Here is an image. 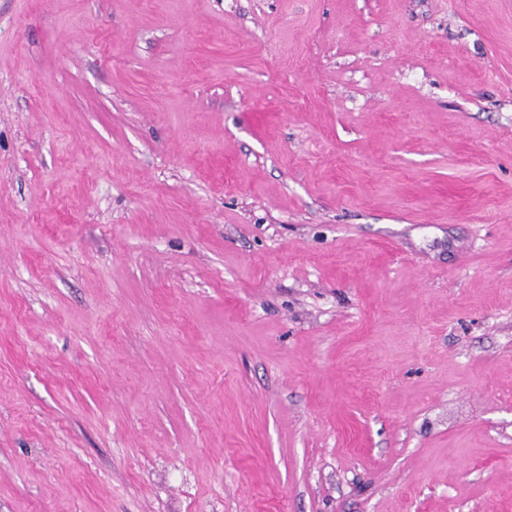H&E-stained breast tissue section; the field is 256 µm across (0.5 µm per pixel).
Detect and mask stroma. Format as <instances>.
<instances>
[{
    "mask_svg": "<svg viewBox=\"0 0 512 512\" xmlns=\"http://www.w3.org/2000/svg\"><path fill=\"white\" fill-rule=\"evenodd\" d=\"M0 512H512V0H0Z\"/></svg>",
    "mask_w": 512,
    "mask_h": 512,
    "instance_id": "35a3bbf8",
    "label": "stroma"
}]
</instances>
